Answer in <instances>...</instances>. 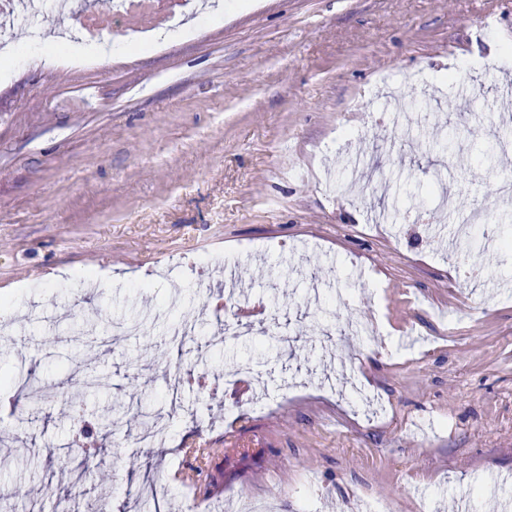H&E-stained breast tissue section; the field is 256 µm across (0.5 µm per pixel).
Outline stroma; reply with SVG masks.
Listing matches in <instances>:
<instances>
[{"label": "stroma", "instance_id": "35a3bbf8", "mask_svg": "<svg viewBox=\"0 0 512 512\" xmlns=\"http://www.w3.org/2000/svg\"><path fill=\"white\" fill-rule=\"evenodd\" d=\"M187 0L174 17L137 0H52L40 40L73 24L115 47L174 31L198 34L100 66L15 62L0 49V294L10 332L0 373L35 372L65 394L39 412L22 389L0 399V501L26 512H237L244 498L275 512H351L352 496L392 512H488L497 481L512 491V265L493 240L462 285L448 239L430 224L465 223L472 206L512 213L499 187L512 143L501 105L512 81V0ZM507 47L489 61L492 46ZM424 73L421 82L411 74ZM457 130L453 157L432 140ZM386 184L355 202L369 164ZM310 170L307 178L297 169ZM438 174L446 213L375 223L403 182ZM260 296L246 335L224 333V277ZM339 317L320 319L324 306ZM376 314L385 336L415 338L391 357L342 339L348 319ZM139 322L116 341L112 325ZM200 387L170 405L168 387L196 355ZM251 363L263 388L225 384ZM105 375L82 421L68 396ZM379 398L358 408L357 389ZM164 414L169 436L145 453L136 429L109 431L116 407ZM106 485L67 489L84 449Z\"/></svg>", "mask_w": 512, "mask_h": 512}]
</instances>
